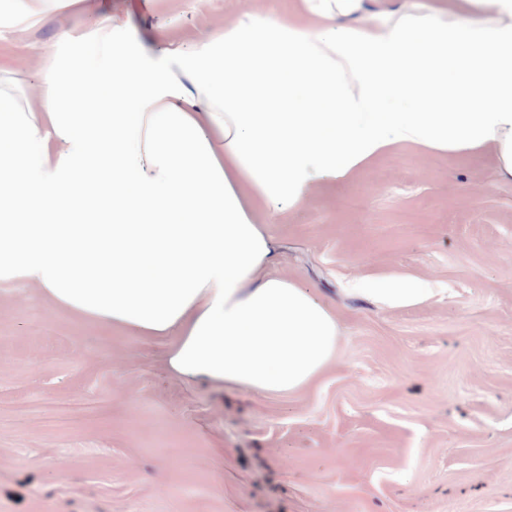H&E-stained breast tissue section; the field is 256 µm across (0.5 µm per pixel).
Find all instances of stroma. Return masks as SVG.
I'll return each mask as SVG.
<instances>
[{
  "mask_svg": "<svg viewBox=\"0 0 512 512\" xmlns=\"http://www.w3.org/2000/svg\"><path fill=\"white\" fill-rule=\"evenodd\" d=\"M300 0H88L18 23L0 0V92L35 104L50 56L89 69L103 18L130 54H191ZM76 39L61 41L63 31ZM254 216L274 271L336 316L308 386L217 392L169 342L0 285V512H512V182L491 152L397 146ZM415 283L411 303L382 294Z\"/></svg>",
  "mask_w": 512,
  "mask_h": 512,
  "instance_id": "obj_1",
  "label": "stroma"
}]
</instances>
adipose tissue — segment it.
I'll return each mask as SVG.
<instances>
[{
  "instance_id": "adipose-tissue-1",
  "label": "adipose tissue",
  "mask_w": 512,
  "mask_h": 512,
  "mask_svg": "<svg viewBox=\"0 0 512 512\" xmlns=\"http://www.w3.org/2000/svg\"><path fill=\"white\" fill-rule=\"evenodd\" d=\"M300 2L312 30L247 18L188 55L126 58L88 77L77 111L56 62L37 111L0 97V284L172 338L170 368L221 391L317 378L336 317L272 273L252 204L296 207L399 144L489 150L512 181V0Z\"/></svg>"
}]
</instances>
